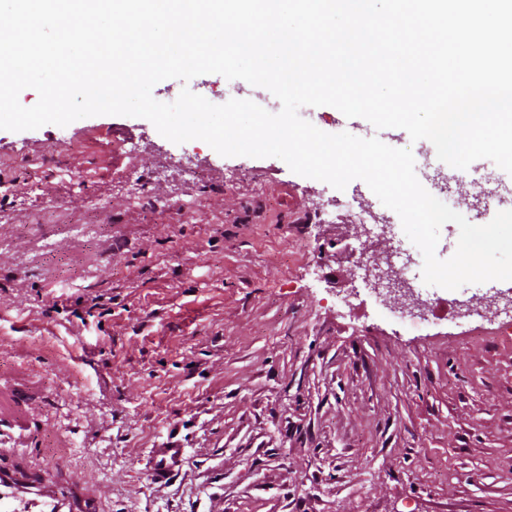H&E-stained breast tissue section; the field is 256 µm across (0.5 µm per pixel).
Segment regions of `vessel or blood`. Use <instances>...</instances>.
I'll return each instance as SVG.
<instances>
[{"label":"vessel or blood","mask_w":512,"mask_h":512,"mask_svg":"<svg viewBox=\"0 0 512 512\" xmlns=\"http://www.w3.org/2000/svg\"><path fill=\"white\" fill-rule=\"evenodd\" d=\"M184 459V449L173 445L151 449L152 480L161 483L170 479ZM0 512H97L96 494L83 485L57 493L38 471L22 480L13 473L0 472Z\"/></svg>","instance_id":"b4317fda"}]
</instances>
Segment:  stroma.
I'll return each instance as SVG.
<instances>
[{
    "mask_svg": "<svg viewBox=\"0 0 512 512\" xmlns=\"http://www.w3.org/2000/svg\"><path fill=\"white\" fill-rule=\"evenodd\" d=\"M273 110L218 74L166 79ZM423 187L463 216L512 210L493 165ZM189 159L184 178L171 159ZM393 250L427 308L357 264ZM399 216L276 157L173 143L143 118L0 130V468L91 483L99 512H512V281L426 285ZM187 451L168 483L149 449Z\"/></svg>",
    "mask_w": 512,
    "mask_h": 512,
    "instance_id": "obj_1",
    "label": "stroma"
}]
</instances>
